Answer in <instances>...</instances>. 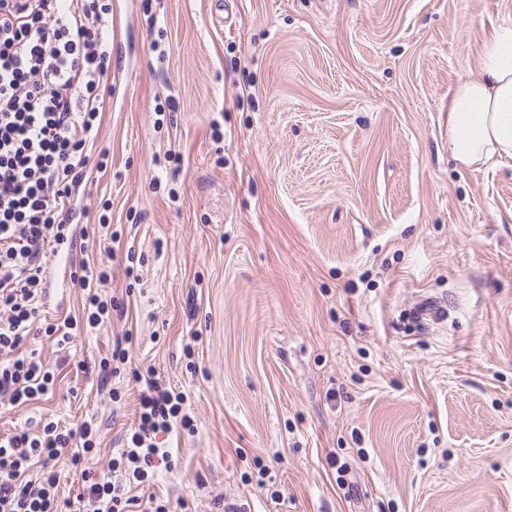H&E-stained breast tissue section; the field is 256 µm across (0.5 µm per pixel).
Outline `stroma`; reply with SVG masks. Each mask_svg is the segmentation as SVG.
<instances>
[{"label": "stroma", "instance_id": "35a3bbf8", "mask_svg": "<svg viewBox=\"0 0 512 512\" xmlns=\"http://www.w3.org/2000/svg\"><path fill=\"white\" fill-rule=\"evenodd\" d=\"M128 0L73 201L115 308L33 336L52 394L0 401V438L100 429L55 466L61 512L130 441L152 371L185 396L168 459L128 488L186 512H512V159L448 152V89L512 0ZM41 316L83 295L46 255ZM448 316L422 327L415 303ZM128 350L115 371L99 363ZM447 312V304L438 298H432L430 301L425 299L414 305L412 309L413 318L421 325L438 323Z\"/></svg>", "mask_w": 512, "mask_h": 512}]
</instances>
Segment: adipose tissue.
<instances>
[{
	"mask_svg": "<svg viewBox=\"0 0 512 512\" xmlns=\"http://www.w3.org/2000/svg\"><path fill=\"white\" fill-rule=\"evenodd\" d=\"M448 151L471 169L512 159V22L492 26L474 74L448 90Z\"/></svg>",
	"mask_w": 512,
	"mask_h": 512,
	"instance_id": "1",
	"label": "adipose tissue"
}]
</instances>
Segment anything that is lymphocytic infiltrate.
Listing matches in <instances>:
<instances>
[{"label": "lymphocytic infiltrate", "instance_id": "lymphocytic-infiltrate-1", "mask_svg": "<svg viewBox=\"0 0 512 512\" xmlns=\"http://www.w3.org/2000/svg\"><path fill=\"white\" fill-rule=\"evenodd\" d=\"M104 0H0V397L22 405L52 390L37 352L21 353L33 332L47 246L69 238L71 204L92 168L89 146L104 109L112 39ZM105 270L80 263L72 284L86 296L95 326L112 303L95 288ZM141 412L119 462L142 483L161 455L156 437L188 422L184 395L153 372L136 374ZM97 435L90 423L66 430L47 423L40 436L19 431L0 440V512H57L53 473L28 476L71 449L81 465Z\"/></svg>", "mask_w": 512, "mask_h": 512}]
</instances>
